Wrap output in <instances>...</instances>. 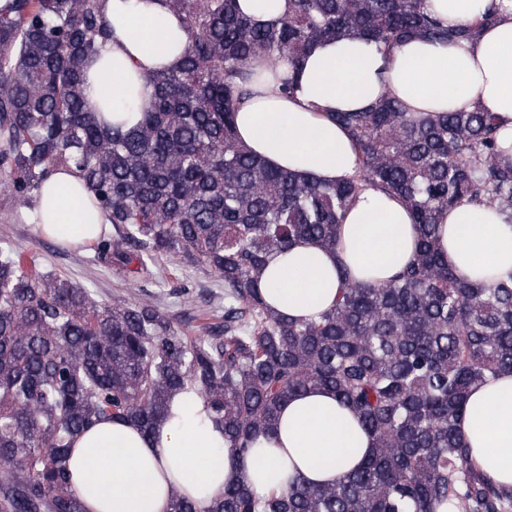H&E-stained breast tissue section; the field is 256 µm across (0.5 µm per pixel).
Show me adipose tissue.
I'll return each instance as SVG.
<instances>
[{"mask_svg": "<svg viewBox=\"0 0 512 512\" xmlns=\"http://www.w3.org/2000/svg\"><path fill=\"white\" fill-rule=\"evenodd\" d=\"M495 6L497 19L472 39L445 43L416 36L391 53L355 38L325 42L304 59L293 94L281 91L290 66L256 58L259 79L237 106L239 142L304 181L333 183L354 175L357 146L333 118L362 112L382 96L410 112L495 113L502 164H512V0H426L448 29ZM111 40L85 66L84 94L112 127L128 130L153 102L148 74L177 68L188 45L181 16L164 0H102ZM35 214L45 236L61 245L91 242L106 221L73 171L44 182ZM419 227L400 197L368 188L347 209L335 251L307 241L268 257L260 279L266 302L291 318L328 309L344 281L382 284L414 258ZM439 249L471 282L490 285L512 273V219L489 203L462 200L444 211ZM471 462L512 486V374L475 387L457 422ZM372 434L349 406L314 388L283 407L274 437L244 456L210 420L203 400L175 393L154 433L105 421L74 442L69 469L86 512H170L173 495L207 507L224 486L245 479L256 495L290 480L333 483L371 454Z\"/></svg>", "mask_w": 512, "mask_h": 512, "instance_id": "1", "label": "adipose tissue"}]
</instances>
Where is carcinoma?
Segmentation results:
<instances>
[{"label":"carcinoma","mask_w":512,"mask_h":512,"mask_svg":"<svg viewBox=\"0 0 512 512\" xmlns=\"http://www.w3.org/2000/svg\"><path fill=\"white\" fill-rule=\"evenodd\" d=\"M189 44L180 67L147 76L154 101L127 132L84 97V66L112 36L101 0H7L0 7V168L21 208L54 171L73 169L112 225L98 255L152 275L173 255L224 283L223 322L186 334L150 303L92 293L0 248V512H83L72 488L75 439L105 420L153 432L173 394L193 388L242 454L278 429L282 405L327 388L375 448L334 485L298 482L266 496L243 480L201 510L170 512H512V487L469 462L457 427L470 391L512 373V275L477 287L439 252L442 210L467 198L512 215V166L499 161L490 112L416 117L384 97L333 120L355 139L358 171L300 181L237 139L252 60L297 67L323 41L391 49L423 35L475 37L495 21L444 29L425 0H293L258 26L238 0H168ZM400 196L420 227L414 259L382 285L349 282L314 320L273 310L258 288L267 257L311 240L336 249L342 213L364 189Z\"/></svg>","instance_id":"1"}]
</instances>
